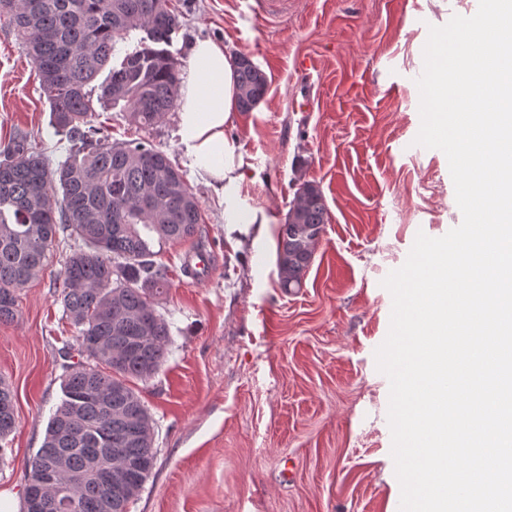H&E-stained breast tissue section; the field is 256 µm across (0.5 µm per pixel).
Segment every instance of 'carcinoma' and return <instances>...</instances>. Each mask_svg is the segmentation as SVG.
I'll list each match as a JSON object with an SVG mask.
<instances>
[{
	"mask_svg": "<svg viewBox=\"0 0 512 512\" xmlns=\"http://www.w3.org/2000/svg\"><path fill=\"white\" fill-rule=\"evenodd\" d=\"M170 0H0L35 64L52 121L71 143L51 167L24 137L0 160V323L12 322L19 292L42 270L59 232L72 241L56 282L63 315L85 360L65 366L64 398L44 443L27 461L38 512H127L155 463L153 418L132 386L154 377L171 342L156 299L170 286L154 242L193 237L197 198L167 154L118 145L91 124L93 100L122 105L141 129L160 123L178 97V17ZM145 36L131 51L117 44ZM118 62H112L114 57ZM237 105L252 111L268 78L247 56L234 59ZM107 72L99 84L94 81ZM296 216L277 230L280 288L300 290L314 261L310 242L328 223L318 185L301 184ZM16 424L0 409V441Z\"/></svg>",
	"mask_w": 512,
	"mask_h": 512,
	"instance_id": "1",
	"label": "carcinoma"
}]
</instances>
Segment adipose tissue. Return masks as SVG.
I'll return each mask as SVG.
<instances>
[{
  "label": "adipose tissue",
  "instance_id": "adipose-tissue-1",
  "mask_svg": "<svg viewBox=\"0 0 512 512\" xmlns=\"http://www.w3.org/2000/svg\"><path fill=\"white\" fill-rule=\"evenodd\" d=\"M190 58L178 114L181 142L229 200L244 165L236 143L225 134L237 101L233 59L210 40L195 41Z\"/></svg>",
  "mask_w": 512,
  "mask_h": 512
}]
</instances>
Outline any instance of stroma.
Segmentation results:
<instances>
[{
    "label": "stroma",
    "instance_id": "obj_1",
    "mask_svg": "<svg viewBox=\"0 0 512 512\" xmlns=\"http://www.w3.org/2000/svg\"><path fill=\"white\" fill-rule=\"evenodd\" d=\"M479 0H171L181 73L210 39L249 56L268 77L264 99L226 129L245 162L232 205L193 166L178 113L152 129L121 107L96 109L109 142L144 139L179 165L199 201L196 236L160 243L171 285L156 308L170 323L162 370L138 390L154 420L155 467L129 512H396L389 380L376 367L392 297L383 287L417 233L461 223L448 160L415 145L416 84L429 26L476 13ZM318 63L303 78V60ZM35 140L50 164L68 142L23 40L0 17V149ZM317 184L329 219L295 294L278 284L277 229L302 182ZM265 215L268 232L250 224ZM69 252L51 253L0 324V378L16 425L0 443V494L22 506L25 464L42 447L63 398L65 344L56 279ZM209 260L202 278L185 273Z\"/></svg>",
    "mask_w": 512,
    "mask_h": 512
}]
</instances>
